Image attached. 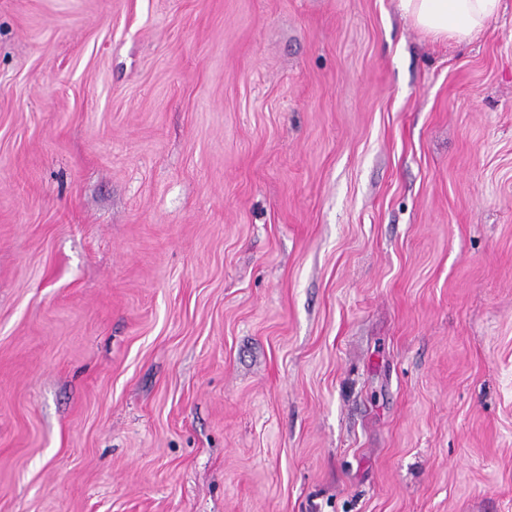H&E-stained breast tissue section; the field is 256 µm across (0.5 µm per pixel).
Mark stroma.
Here are the masks:
<instances>
[{"label":"stroma","instance_id":"35a3bbf8","mask_svg":"<svg viewBox=\"0 0 512 512\" xmlns=\"http://www.w3.org/2000/svg\"><path fill=\"white\" fill-rule=\"evenodd\" d=\"M0 512H512V0H0ZM400 9L434 39L458 41L482 32L497 17L502 0H399Z\"/></svg>","mask_w":512,"mask_h":512}]
</instances>
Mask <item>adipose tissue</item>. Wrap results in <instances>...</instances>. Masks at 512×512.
Masks as SVG:
<instances>
[{
	"mask_svg": "<svg viewBox=\"0 0 512 512\" xmlns=\"http://www.w3.org/2000/svg\"><path fill=\"white\" fill-rule=\"evenodd\" d=\"M399 5L427 35L464 41L478 35L498 16L502 0H399Z\"/></svg>",
	"mask_w": 512,
	"mask_h": 512,
	"instance_id": "adipose-tissue-1",
	"label": "adipose tissue"
}]
</instances>
